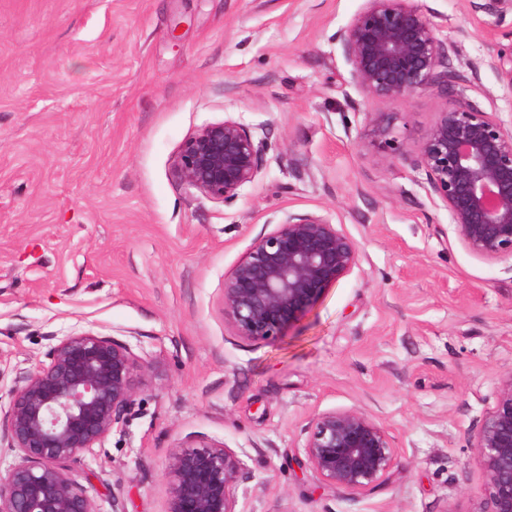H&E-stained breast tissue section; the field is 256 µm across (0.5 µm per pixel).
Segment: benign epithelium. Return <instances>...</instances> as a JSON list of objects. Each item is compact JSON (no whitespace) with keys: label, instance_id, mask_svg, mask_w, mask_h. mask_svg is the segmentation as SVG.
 I'll return each mask as SVG.
<instances>
[{"label":"benign epithelium","instance_id":"obj_1","mask_svg":"<svg viewBox=\"0 0 512 512\" xmlns=\"http://www.w3.org/2000/svg\"><path fill=\"white\" fill-rule=\"evenodd\" d=\"M350 76L366 98L392 103L422 91L448 90L445 61L454 45L420 0H365L339 31ZM512 92V46L490 55ZM373 146L395 153L388 126L367 113ZM263 142L228 117L189 134L173 169L190 194L231 203L263 169ZM411 166L448 210L453 231L474 256L512 259V131L494 112L466 100L435 113ZM358 244L327 217L286 214L257 237L224 276L220 304L233 334L274 341L300 321L325 291L357 266ZM152 366L124 342L82 332L60 340L18 378L0 409V446L18 462L0 472V512H95L70 464L123 431ZM483 473L472 512H512V369L499 375L496 404L469 438ZM305 464L334 489L375 490L397 466L387 430L358 409L314 414ZM166 512H238L234 490L246 464L226 444L186 437L165 472Z\"/></svg>","mask_w":512,"mask_h":512}]
</instances>
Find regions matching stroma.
Returning a JSON list of instances; mask_svg holds the SVG:
<instances>
[{
	"label": "stroma",
	"mask_w": 512,
	"mask_h": 512,
	"mask_svg": "<svg viewBox=\"0 0 512 512\" xmlns=\"http://www.w3.org/2000/svg\"><path fill=\"white\" fill-rule=\"evenodd\" d=\"M422 0L457 45L447 93L394 103L352 82L337 32L364 0H0V404L58 340L113 336L152 366L124 432L72 463L95 512H164L176 443L225 442L240 512H470L469 434L512 368V260L471 255L407 156L466 97L512 127L488 63L512 12ZM379 113L402 153L372 151ZM266 143L232 203L171 172L196 128ZM328 216L353 271L276 341L234 336L224 276L284 214ZM357 408L399 464L365 494L304 466L314 413Z\"/></svg>",
	"instance_id": "1"
}]
</instances>
